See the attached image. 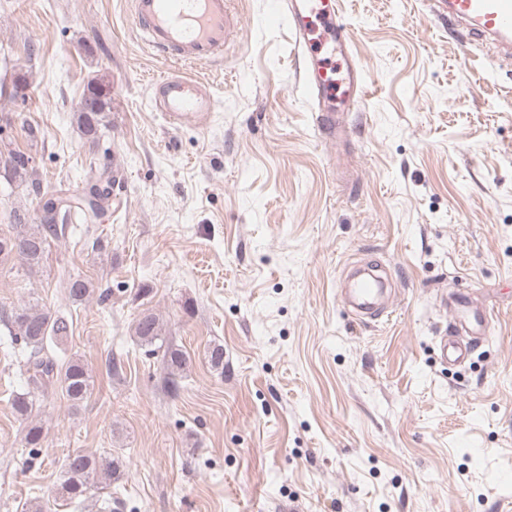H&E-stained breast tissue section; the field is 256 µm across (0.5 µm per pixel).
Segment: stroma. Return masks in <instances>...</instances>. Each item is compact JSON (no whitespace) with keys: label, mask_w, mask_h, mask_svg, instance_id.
<instances>
[{"label":"stroma","mask_w":512,"mask_h":512,"mask_svg":"<svg viewBox=\"0 0 512 512\" xmlns=\"http://www.w3.org/2000/svg\"><path fill=\"white\" fill-rule=\"evenodd\" d=\"M341 2L365 93L324 142L273 0H232L223 57L180 67L217 107L176 127L148 88L177 67L130 0H0V163L27 152L70 195L89 161L122 173L111 211L68 225L38 272L0 258V320L30 301L67 312L61 356L95 379L80 409L40 401L47 438L28 463L0 324V512L52 505L76 452L125 459L117 512H512V62L434 0ZM91 82L111 99L95 146L76 123ZM40 206L1 185L0 235ZM368 260L392 285L370 323L336 294ZM67 271L108 300L70 301ZM460 294L496 319L450 366L437 342ZM145 312L188 357L178 395L134 335Z\"/></svg>","instance_id":"obj_1"}]
</instances>
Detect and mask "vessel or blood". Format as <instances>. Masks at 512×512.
<instances>
[{
    "mask_svg": "<svg viewBox=\"0 0 512 512\" xmlns=\"http://www.w3.org/2000/svg\"><path fill=\"white\" fill-rule=\"evenodd\" d=\"M439 12L464 24L482 40L498 43L512 52V0H438ZM286 16L302 60V78L313 112L314 125L327 139L343 130L334 108L340 86L364 92L363 70L349 53L350 31L336 0H275ZM131 14L147 46L155 55L176 63L195 64L215 60L224 53L236 27L237 14L231 0H131ZM159 111L174 124L191 118L206 123L216 103L206 82L170 72L151 87ZM380 283L376 276L359 277L350 284L352 313L356 318L379 319L385 314L376 299ZM454 322L440 337L443 362L455 365L470 355L463 334L478 336L492 326L489 311L472 312L465 299L451 301Z\"/></svg>",
    "mask_w": 512,
    "mask_h": 512,
    "instance_id": "vessel-or-blood-1",
    "label": "vessel or blood"
}]
</instances>
